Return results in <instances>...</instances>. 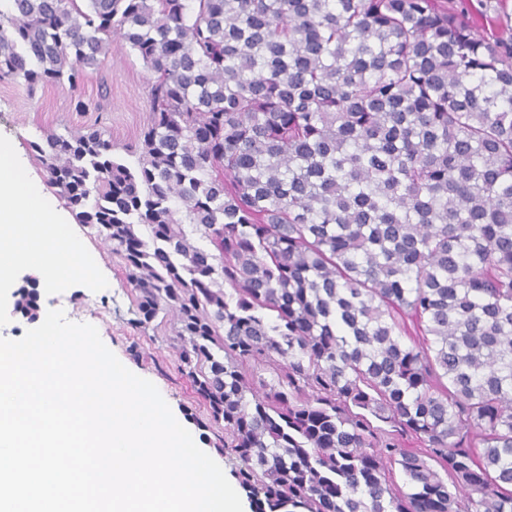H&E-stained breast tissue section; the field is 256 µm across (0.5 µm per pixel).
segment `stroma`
Instances as JSON below:
<instances>
[{
	"label": "stroma",
	"mask_w": 512,
	"mask_h": 512,
	"mask_svg": "<svg viewBox=\"0 0 512 512\" xmlns=\"http://www.w3.org/2000/svg\"><path fill=\"white\" fill-rule=\"evenodd\" d=\"M151 74L142 61L121 41H113L111 53L73 90L48 86L29 92L22 83L0 80V144L11 147L20 161L19 174L44 198L47 205L67 221L73 235L81 238L94 260L99 287L77 281L47 296V303L64 310L70 321L94 325L103 343L130 371L153 382L175 418L187 428L202 448L222 457L225 470L235 467L224 456V431L212 424L192 382L181 374V360L172 344L174 314H159L147 325H139L137 299L127 283L124 261L98 237L95 229L74 223L69 211L44 184L43 172L30 144L42 131H84L93 125L106 127L117 154L134 144L150 117L147 106ZM111 93L100 99V85ZM89 103L88 111L75 108L77 101ZM37 281L23 271L15 272L0 285V335L16 339L32 329L33 321L15 309V293L35 287Z\"/></svg>",
	"instance_id": "35a3bbf8"
}]
</instances>
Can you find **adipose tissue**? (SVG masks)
I'll list each match as a JSON object with an SVG mask.
<instances>
[{
  "label": "adipose tissue",
  "mask_w": 512,
  "mask_h": 512,
  "mask_svg": "<svg viewBox=\"0 0 512 512\" xmlns=\"http://www.w3.org/2000/svg\"><path fill=\"white\" fill-rule=\"evenodd\" d=\"M58 224L39 192L18 179L11 149L0 146V270L31 272L48 292L77 279L85 244L61 236Z\"/></svg>",
  "instance_id": "obj_1"
}]
</instances>
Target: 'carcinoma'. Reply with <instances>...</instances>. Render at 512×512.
I'll use <instances>...</instances> for the list:
<instances>
[{"mask_svg":"<svg viewBox=\"0 0 512 512\" xmlns=\"http://www.w3.org/2000/svg\"><path fill=\"white\" fill-rule=\"evenodd\" d=\"M477 2L0 4V80L74 88L114 35L153 73L137 165L30 147L139 323L176 313L257 512H512V36Z\"/></svg>","mask_w":512,"mask_h":512,"instance_id":"cac0c4a2","label":"carcinoma"}]
</instances>
